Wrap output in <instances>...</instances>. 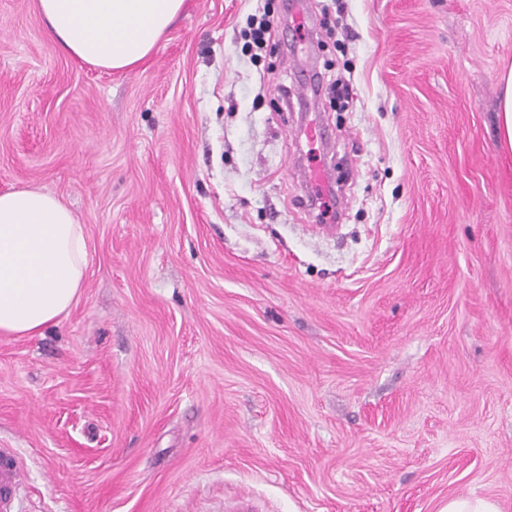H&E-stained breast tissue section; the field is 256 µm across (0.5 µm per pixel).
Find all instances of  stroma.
<instances>
[{
  "label": "stroma",
  "mask_w": 512,
  "mask_h": 512,
  "mask_svg": "<svg viewBox=\"0 0 512 512\" xmlns=\"http://www.w3.org/2000/svg\"><path fill=\"white\" fill-rule=\"evenodd\" d=\"M186 0L121 72L0 0V190L84 224L85 288L56 326L0 335V448L23 512H438L512 506V153L499 75L512 0ZM347 110L303 106L307 65ZM325 124L311 155L302 127ZM344 200L306 206L316 166ZM273 2H268L267 9H264L260 18L255 15L248 17L247 26L241 30V39L244 41L241 50L254 63L261 59L272 40L274 19L269 4ZM438 512H508V507L494 497L450 495Z\"/></svg>",
  "instance_id": "1"
}]
</instances>
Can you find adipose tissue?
Instances as JSON below:
<instances>
[{
    "label": "adipose tissue",
    "mask_w": 512,
    "mask_h": 512,
    "mask_svg": "<svg viewBox=\"0 0 512 512\" xmlns=\"http://www.w3.org/2000/svg\"><path fill=\"white\" fill-rule=\"evenodd\" d=\"M185 0H37L52 38L71 57L107 71L142 64ZM87 238L56 196L29 186L0 191V334L38 336L79 300Z\"/></svg>",
    "instance_id": "obj_1"
}]
</instances>
